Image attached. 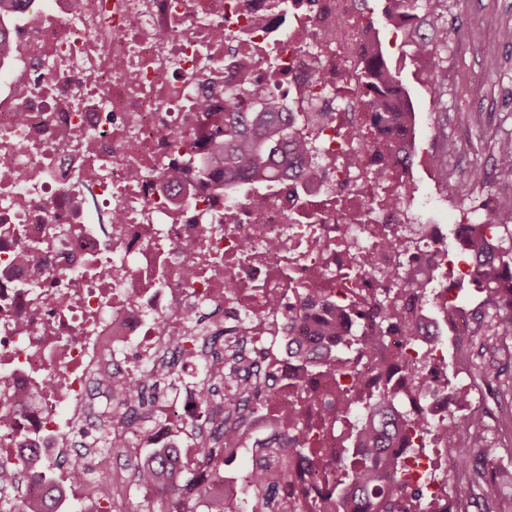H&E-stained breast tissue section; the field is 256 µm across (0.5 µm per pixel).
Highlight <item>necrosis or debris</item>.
I'll return each mask as SVG.
<instances>
[{
	"instance_id": "1",
	"label": "necrosis or debris",
	"mask_w": 512,
	"mask_h": 512,
	"mask_svg": "<svg viewBox=\"0 0 512 512\" xmlns=\"http://www.w3.org/2000/svg\"><path fill=\"white\" fill-rule=\"evenodd\" d=\"M278 2L30 0L0 18V476L27 498L46 500L49 487L19 472V457L51 440L75 474L85 459L71 447L98 430L87 406L108 411L120 384L205 360L213 417L200 414L208 385L156 400L149 427L126 406L114 419L118 455L180 444L189 498L210 480L206 434L228 429L225 459H244L249 474L287 467L272 512H300L312 463L275 454L283 428L299 415L309 448L341 447L343 430L335 378L298 383L283 354L291 335L315 344L290 313L308 298L332 313L348 288L370 305L380 273L411 265L429 288L425 307L466 335L473 312L448 305V236L436 221L470 224L476 212L440 190L417 201L407 167L391 171L405 192L378 193L379 157L347 136L372 122L351 79L364 26L355 0ZM229 93L271 95L297 115L315 98L330 107L300 161L320 176L241 175L224 194L187 170V155L209 153ZM369 203L383 236L360 217ZM396 356L442 383L447 345L425 362L394 332L358 361L362 385L386 379Z\"/></svg>"
}]
</instances>
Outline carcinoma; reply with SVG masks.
I'll list each match as a JSON object with an SVG mask.
<instances>
[{"label":"carcinoma","instance_id":"cac0c4a2","mask_svg":"<svg viewBox=\"0 0 512 512\" xmlns=\"http://www.w3.org/2000/svg\"><path fill=\"white\" fill-rule=\"evenodd\" d=\"M366 15L361 43L360 66L356 79L360 86L375 90L368 99L374 114L376 132L370 137V146L395 157L406 165L413 159L414 147L408 131L414 125L415 109L407 86L393 67L386 34L400 39L402 55L419 67L426 83L433 89L448 84V19L435 5V0H383L380 13L368 6L367 0H357ZM237 100H224V130L214 134L213 151L208 159L193 163L200 174L222 162L226 169H240L255 181L273 178L284 156L295 150L304 152L307 141L301 122L314 126L327 117V112H307L303 121L281 112L278 99L267 97L251 105V111H236ZM497 178L512 180V137L496 145ZM462 254L471 259L479 256L466 275L483 294L474 311L477 335L483 331L485 321L493 323L499 337H512V230H503L487 214L475 224H467L458 236ZM427 285L414 271L395 274L380 288V298L367 310L350 311L347 304L336 305V318L322 319L313 327V337L323 346L316 353L301 347L288 349L289 361L296 369V379L309 374L334 371L344 373L348 364L373 346L385 341L383 336H371L367 330L374 327L385 332V324L394 316L389 308L404 304L408 308L422 302ZM505 369L493 363L473 372L474 377L489 391L498 393ZM396 385L384 384L367 394H350L340 390L336 419L346 423L348 436L344 448H303L288 433L285 443L277 449L283 460L299 456L315 460L318 466L310 470L314 485L328 486L326 494L306 506V512H458L453 504H445L448 491L440 487L433 493L411 479L403 461L404 446L410 439L422 434L427 417H416L401 409L398 397L417 396L429 400L437 395L428 382L410 372ZM127 398L118 401L124 406L135 402L145 407L154 397L155 386L131 384L125 389ZM486 418L479 414L467 424L448 419L442 431L443 447L440 457L456 470L470 473L471 480L492 487L497 473L486 466L495 459L499 449L485 437ZM214 438L202 448V458L211 469V482L196 490L195 497L203 503L224 502L223 448ZM479 444L480 456L473 457L467 448ZM177 452L173 448H155L136 464L130 484L139 491L143 486L161 485L165 492L141 508L132 509L122 499L112 501L115 512H193L180 497L184 480L176 466ZM266 473H253L252 485L247 489L250 512H266L269 506ZM7 512H53L50 503L36 505L24 498L13 504Z\"/></svg>","mask_w":512,"mask_h":512}]
</instances>
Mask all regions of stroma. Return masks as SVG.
<instances>
[{
  "mask_svg": "<svg viewBox=\"0 0 512 512\" xmlns=\"http://www.w3.org/2000/svg\"><path fill=\"white\" fill-rule=\"evenodd\" d=\"M447 6V86L432 92L399 51L391 56L413 94L416 111L428 113L430 124L447 123L449 143H456L460 132L468 134L461 152L446 156L449 169L460 175L478 169L484 176L482 184L458 198V208L466 211L512 190V183L499 181L494 169L496 141L512 135V44L499 38L503 28L512 27V0H447ZM475 113L482 114V124L472 123Z\"/></svg>",
  "mask_w": 512,
  "mask_h": 512,
  "instance_id": "stroma-1",
  "label": "stroma"
}]
</instances>
